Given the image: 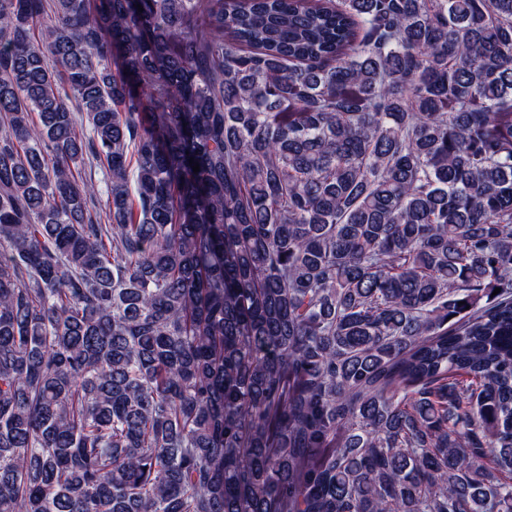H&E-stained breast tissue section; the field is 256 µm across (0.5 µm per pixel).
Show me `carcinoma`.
<instances>
[{"label":"carcinoma","instance_id":"1","mask_svg":"<svg viewBox=\"0 0 512 512\" xmlns=\"http://www.w3.org/2000/svg\"><path fill=\"white\" fill-rule=\"evenodd\" d=\"M0 512H512V0H0Z\"/></svg>","mask_w":512,"mask_h":512}]
</instances>
